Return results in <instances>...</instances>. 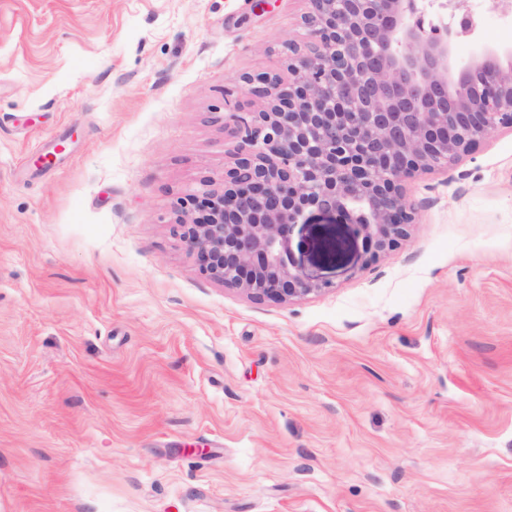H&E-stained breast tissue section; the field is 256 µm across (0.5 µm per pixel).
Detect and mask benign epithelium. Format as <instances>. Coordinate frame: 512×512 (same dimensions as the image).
Masks as SVG:
<instances>
[{
	"label": "benign epithelium",
	"instance_id": "benign-epithelium-1",
	"mask_svg": "<svg viewBox=\"0 0 512 512\" xmlns=\"http://www.w3.org/2000/svg\"><path fill=\"white\" fill-rule=\"evenodd\" d=\"M306 2L310 41L286 43L288 76L241 77L263 108L229 113L223 187L203 180L174 219L202 274L278 304L331 287L293 249L306 210L339 217L376 261L418 223L407 182L512 130V47L457 63L475 31L465 0Z\"/></svg>",
	"mask_w": 512,
	"mask_h": 512
}]
</instances>
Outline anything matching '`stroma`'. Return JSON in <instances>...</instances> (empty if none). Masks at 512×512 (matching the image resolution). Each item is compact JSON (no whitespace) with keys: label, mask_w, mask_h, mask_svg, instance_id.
<instances>
[{"label":"stroma","mask_w":512,"mask_h":512,"mask_svg":"<svg viewBox=\"0 0 512 512\" xmlns=\"http://www.w3.org/2000/svg\"><path fill=\"white\" fill-rule=\"evenodd\" d=\"M307 10L0 0V512H512V132L410 181L375 262L308 210L331 287L290 303L172 223ZM476 35L512 45L494 0Z\"/></svg>","instance_id":"35a3bbf8"}]
</instances>
